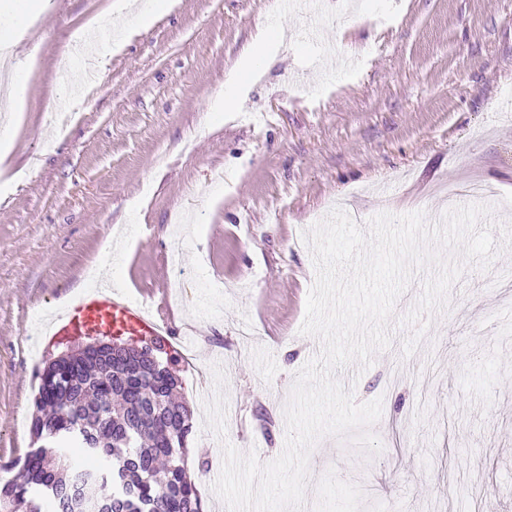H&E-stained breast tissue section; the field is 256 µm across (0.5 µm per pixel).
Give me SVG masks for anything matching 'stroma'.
Masks as SVG:
<instances>
[{"label":"stroma","mask_w":512,"mask_h":512,"mask_svg":"<svg viewBox=\"0 0 512 512\" xmlns=\"http://www.w3.org/2000/svg\"><path fill=\"white\" fill-rule=\"evenodd\" d=\"M285 2L175 0L141 28L133 12L111 19L109 0H46L36 18L15 0L26 97L0 140V460L32 448L30 354L52 342L29 318L96 267L174 313L171 344L194 354L177 366L188 473L206 512H226L205 471L226 442L264 464L283 452L295 376L321 352L300 333L316 279L304 233L337 207L362 226L383 212L432 223L449 189L466 205L481 186L496 257L464 263L413 354L396 325L369 369L336 371L356 401L382 398L383 449L322 437L303 512H512V0H400L383 27L369 15L389 0L351 13L330 0L318 39ZM88 24L120 47L77 88L72 36ZM266 28L270 65L244 73L235 108L210 111ZM74 88L60 137L45 114ZM219 393L221 438L204 425Z\"/></svg>","instance_id":"obj_1"}]
</instances>
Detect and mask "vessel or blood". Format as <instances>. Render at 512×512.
I'll return each instance as SVG.
<instances>
[{
	"label": "vessel or blood",
	"instance_id": "b4317fda",
	"mask_svg": "<svg viewBox=\"0 0 512 512\" xmlns=\"http://www.w3.org/2000/svg\"><path fill=\"white\" fill-rule=\"evenodd\" d=\"M87 328L109 329L118 336H147L163 346L175 332L170 319L101 285L78 295L48 322L45 334L60 339Z\"/></svg>",
	"mask_w": 512,
	"mask_h": 512
}]
</instances>
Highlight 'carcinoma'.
Instances as JSON below:
<instances>
[{
	"mask_svg": "<svg viewBox=\"0 0 512 512\" xmlns=\"http://www.w3.org/2000/svg\"><path fill=\"white\" fill-rule=\"evenodd\" d=\"M140 372L130 376L123 352L62 354L40 373L31 421L33 440L54 442L29 453L22 469L0 483V512H202L187 475L189 421L176 396V354L142 340ZM82 428L85 451L108 463L86 468L69 454L70 429ZM102 489L95 498L85 488Z\"/></svg>",
	"mask_w": 512,
	"mask_h": 512,
	"instance_id": "carcinoma-1",
	"label": "carcinoma"
}]
</instances>
